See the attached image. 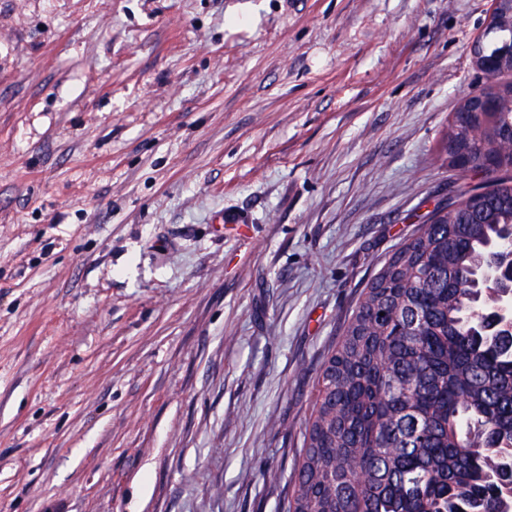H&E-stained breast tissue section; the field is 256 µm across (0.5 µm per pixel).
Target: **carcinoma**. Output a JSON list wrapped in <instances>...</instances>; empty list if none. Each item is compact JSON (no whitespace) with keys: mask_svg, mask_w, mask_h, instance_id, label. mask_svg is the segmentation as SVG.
<instances>
[{"mask_svg":"<svg viewBox=\"0 0 512 512\" xmlns=\"http://www.w3.org/2000/svg\"><path fill=\"white\" fill-rule=\"evenodd\" d=\"M481 42L512 73V6ZM502 104L475 122L461 101L444 136L496 174L491 191L464 183L364 289L316 382L291 497L277 512H512L496 494L497 466L512 461V347L476 311L501 295L482 284L512 227V82L489 92Z\"/></svg>","mask_w":512,"mask_h":512,"instance_id":"obj_1","label":"carcinoma"}]
</instances>
